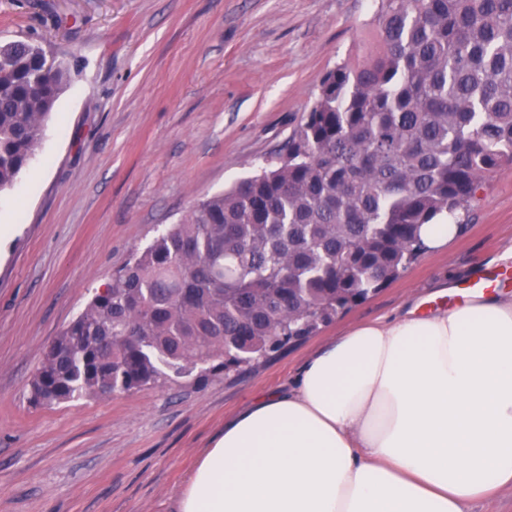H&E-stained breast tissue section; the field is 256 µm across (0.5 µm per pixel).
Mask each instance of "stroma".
<instances>
[{"label":"stroma","mask_w":512,"mask_h":512,"mask_svg":"<svg viewBox=\"0 0 512 512\" xmlns=\"http://www.w3.org/2000/svg\"><path fill=\"white\" fill-rule=\"evenodd\" d=\"M374 0H0V43L67 63L34 157L0 191V512H178L224 420L360 321L512 295V167L465 230L303 343L236 379L34 407L53 338L135 249L283 153L322 77L368 38ZM447 295H440V288Z\"/></svg>","instance_id":"1"}]
</instances>
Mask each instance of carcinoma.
<instances>
[{"mask_svg": "<svg viewBox=\"0 0 512 512\" xmlns=\"http://www.w3.org/2000/svg\"><path fill=\"white\" fill-rule=\"evenodd\" d=\"M362 61L327 72L285 153L196 202L53 340L29 401L240 375L316 334L457 231L512 165V0H376ZM69 67L0 44V191L37 150Z\"/></svg>", "mask_w": 512, "mask_h": 512, "instance_id": "carcinoma-1", "label": "carcinoma"}]
</instances>
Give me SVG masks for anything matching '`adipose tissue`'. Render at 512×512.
<instances>
[{"label":"adipose tissue","mask_w":512,"mask_h":512,"mask_svg":"<svg viewBox=\"0 0 512 512\" xmlns=\"http://www.w3.org/2000/svg\"><path fill=\"white\" fill-rule=\"evenodd\" d=\"M512 486V297L363 322L224 422L179 512H468Z\"/></svg>","instance_id":"obj_1"}]
</instances>
